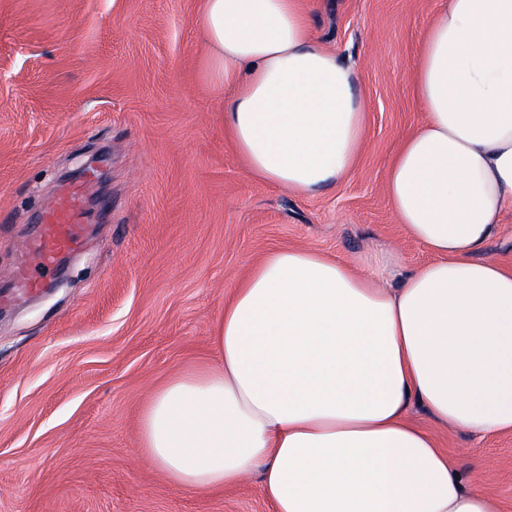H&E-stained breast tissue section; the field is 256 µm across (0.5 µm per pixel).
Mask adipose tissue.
Wrapping results in <instances>:
<instances>
[{"label": "adipose tissue", "mask_w": 512, "mask_h": 512, "mask_svg": "<svg viewBox=\"0 0 512 512\" xmlns=\"http://www.w3.org/2000/svg\"><path fill=\"white\" fill-rule=\"evenodd\" d=\"M211 83L248 173L311 194L365 141L360 73L311 38L301 0H205ZM411 80L424 113L387 196L433 256L359 268L302 248L234 285L214 363L187 367L141 421L146 457L197 491L259 475L273 512H498L408 417L512 432V267L475 254L512 210V0H439Z\"/></svg>", "instance_id": "adipose-tissue-1"}]
</instances>
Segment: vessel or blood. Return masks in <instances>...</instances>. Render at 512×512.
Segmentation results:
<instances>
[{"label":"vessel or blood","mask_w":512,"mask_h":512,"mask_svg":"<svg viewBox=\"0 0 512 512\" xmlns=\"http://www.w3.org/2000/svg\"><path fill=\"white\" fill-rule=\"evenodd\" d=\"M88 185L61 186L55 204L42 210L34 235L25 239L17 286L36 291L46 284L62 255L76 251L82 244L84 202Z\"/></svg>","instance_id":"b4317fda"}]
</instances>
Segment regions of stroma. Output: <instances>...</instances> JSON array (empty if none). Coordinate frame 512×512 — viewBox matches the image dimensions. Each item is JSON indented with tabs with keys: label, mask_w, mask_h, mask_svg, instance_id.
Returning a JSON list of instances; mask_svg holds the SVG:
<instances>
[{
	"label": "stroma",
	"mask_w": 512,
	"mask_h": 512,
	"mask_svg": "<svg viewBox=\"0 0 512 512\" xmlns=\"http://www.w3.org/2000/svg\"><path fill=\"white\" fill-rule=\"evenodd\" d=\"M311 31L358 66L365 143L336 186L295 194L250 177L208 82L203 0H0V289L64 173L89 152L108 180L56 288L0 302V512H272L258 480L175 486L140 448L153 393L212 360L233 284L269 252L369 261L385 242L406 269L431 255L385 191L423 121L410 80L437 0H308ZM413 422L512 512V432L486 440Z\"/></svg>",
	"instance_id": "35a3bbf8"
}]
</instances>
